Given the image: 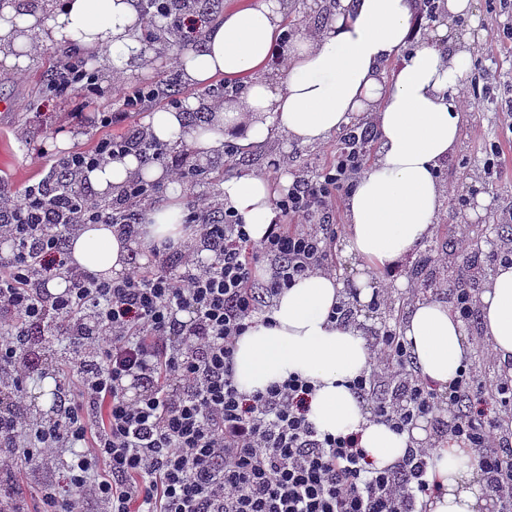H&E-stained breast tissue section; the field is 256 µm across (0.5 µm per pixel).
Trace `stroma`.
<instances>
[{
	"instance_id": "1",
	"label": "stroma",
	"mask_w": 512,
	"mask_h": 512,
	"mask_svg": "<svg viewBox=\"0 0 512 512\" xmlns=\"http://www.w3.org/2000/svg\"><path fill=\"white\" fill-rule=\"evenodd\" d=\"M52 47H45L31 65L23 71L0 64V171L8 174L19 186L40 181L44 173L30 165L27 152L37 148L58 154L57 142L70 139L71 149L92 148L100 137L91 122L78 123L68 112L78 102L85 101V113H93L114 100L111 78L100 71L99 60H92L98 69V97L83 99L78 89H69L57 96L46 87V71L52 64ZM473 71L467 82L479 96L474 111L462 115V137L455 155L442 167L445 181L466 190V201L448 200L440 222L454 225L469 222L473 236L481 240V259L489 269H497L498 261L486 244L487 229L496 225L502 214L512 211V131L498 121V112L512 103V39H501L494 45L476 40L473 44ZM28 129L29 141L20 144L13 137L14 127ZM499 144L503 155L489 186L471 188L467 185L468 169L480 163L485 148ZM287 158V169L293 174L312 173L327 160L325 146L297 145L281 135H273L265 143L252 147L242 169L250 174L267 173L272 160Z\"/></svg>"
}]
</instances>
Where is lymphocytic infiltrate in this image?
Masks as SVG:
<instances>
[{"label":"lymphocytic infiltrate","mask_w":512,"mask_h":512,"mask_svg":"<svg viewBox=\"0 0 512 512\" xmlns=\"http://www.w3.org/2000/svg\"><path fill=\"white\" fill-rule=\"evenodd\" d=\"M371 126L331 145L329 163L295 177L275 202L278 219L252 241L241 217L215 197L187 207L196 247L152 244L150 258L106 281L68 262L71 235L84 224L133 232L125 209L75 183L116 156L163 163L164 147L136 125L94 148L63 157L30 153L45 169L17 190L0 179V469L19 460L64 455L69 487L46 483L43 512H427L439 486L429 476L434 444L423 443L390 468H371L354 434L319 433L306 417L311 385L299 376L251 396L239 392L231 361L238 336L296 278L332 271L328 249L340 202L363 172L357 143ZM66 283L52 293L55 279ZM61 338L70 358L53 367L66 387L53 417L22 423L29 380L44 372L36 345ZM369 369L351 387L372 420L411 431L452 414L437 437L476 456L498 512H512V363L496 377L465 366L448 386L417 373L397 327L381 328ZM140 383L128 397L125 382ZM393 387L378 397L379 385Z\"/></svg>","instance_id":"1"}]
</instances>
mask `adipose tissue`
<instances>
[{"mask_svg": "<svg viewBox=\"0 0 512 512\" xmlns=\"http://www.w3.org/2000/svg\"><path fill=\"white\" fill-rule=\"evenodd\" d=\"M472 0H445L428 41L412 44V0H337L330 20L283 47V0H246L209 23L203 39L177 60L183 79L208 85L219 76L244 78L236 97L213 103L207 123L192 128L187 111L159 109L145 128L170 147L188 144L208 159L234 143L248 148L283 135L298 144H322L370 119L379 134L376 157L345 200L347 235L342 249L355 259L358 299L368 303L372 273L413 256L431 237L447 189L438 175L461 136L458 88L473 66L465 38L452 24L470 17ZM146 25L137 0H65L21 13L12 0L0 6V63L27 68L35 42L102 52L113 75L126 76L134 63L153 60L143 37ZM396 61L393 73L384 66ZM88 183L108 198L131 178L162 182L168 200L151 209L135 234L109 224H85L68 243L74 268L112 280L125 275L134 249L167 240L182 242L193 230L184 222L183 186L158 164L118 156L86 172ZM282 175H246L224 180L218 194L248 226L253 239L274 224V200L288 187ZM344 288L337 274L311 273L277 296L268 319H256L236 343L233 377L248 395L296 374L314 393L309 420L323 434H358L374 468L382 470L426 439L421 428L400 433L371 420L348 383L367 370L371 346L362 328L331 320ZM484 334L500 359H512V266L500 265L480 296ZM401 331L417 371L445 386L467 363L472 343L447 303L416 298ZM442 490L429 512H487L479 465L455 442L437 449L430 466Z\"/></svg>", "mask_w": 512, "mask_h": 512, "instance_id": "ef3b65f1", "label": "adipose tissue"}]
</instances>
